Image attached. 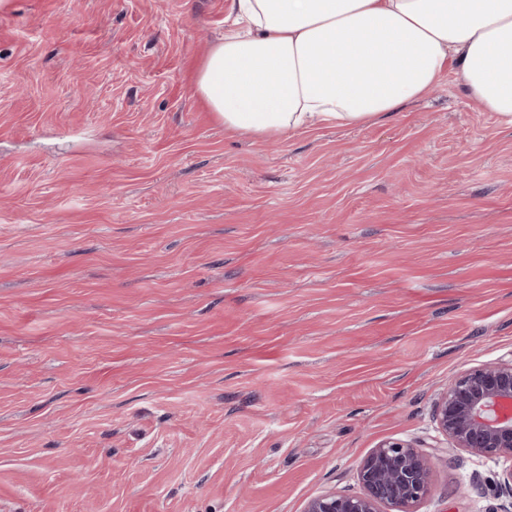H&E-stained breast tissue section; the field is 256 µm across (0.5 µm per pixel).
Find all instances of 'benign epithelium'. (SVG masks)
Returning <instances> with one entry per match:
<instances>
[{
    "label": "benign epithelium",
    "mask_w": 512,
    "mask_h": 512,
    "mask_svg": "<svg viewBox=\"0 0 512 512\" xmlns=\"http://www.w3.org/2000/svg\"><path fill=\"white\" fill-rule=\"evenodd\" d=\"M433 421L452 449L509 463L498 485L512 495V360L452 378L434 405ZM357 479L359 493L318 495L304 512H419L431 491L428 458L400 439L371 449L357 466Z\"/></svg>",
    "instance_id": "7a95c632"
}]
</instances>
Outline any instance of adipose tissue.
Wrapping results in <instances>:
<instances>
[{
  "mask_svg": "<svg viewBox=\"0 0 512 512\" xmlns=\"http://www.w3.org/2000/svg\"><path fill=\"white\" fill-rule=\"evenodd\" d=\"M195 92L261 140L399 111L445 70L512 126V0H234Z\"/></svg>",
  "mask_w": 512,
  "mask_h": 512,
  "instance_id": "adipose-tissue-1",
  "label": "adipose tissue"
}]
</instances>
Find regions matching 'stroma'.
Here are the masks:
<instances>
[{
	"mask_svg": "<svg viewBox=\"0 0 512 512\" xmlns=\"http://www.w3.org/2000/svg\"><path fill=\"white\" fill-rule=\"evenodd\" d=\"M234 0H0V512H302L388 438L419 512H512L434 403L512 359V127L445 72L374 122L225 130Z\"/></svg>",
	"mask_w": 512,
	"mask_h": 512,
	"instance_id": "stroma-1",
	"label": "stroma"
}]
</instances>
